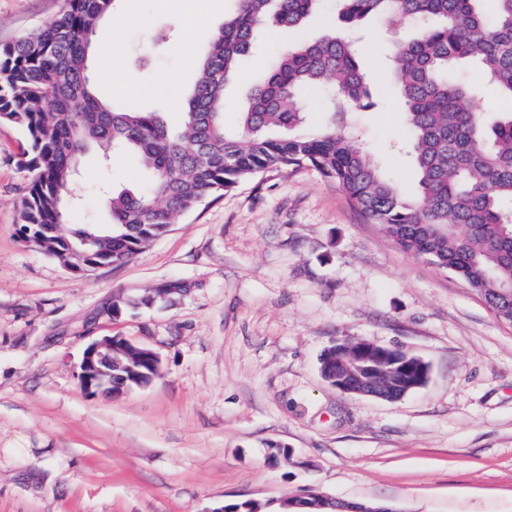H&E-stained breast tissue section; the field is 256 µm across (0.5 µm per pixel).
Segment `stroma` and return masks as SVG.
I'll return each mask as SVG.
<instances>
[{
  "label": "stroma",
  "mask_w": 512,
  "mask_h": 512,
  "mask_svg": "<svg viewBox=\"0 0 512 512\" xmlns=\"http://www.w3.org/2000/svg\"><path fill=\"white\" fill-rule=\"evenodd\" d=\"M62 0H0V44L52 18ZM118 56L98 84L115 110L125 83L163 87L144 112L181 121L207 41L185 38L183 0H118ZM333 0L298 28L267 25L263 51L225 87L236 129L248 89L279 52L336 26ZM420 25L368 18L361 66L377 108L353 113L373 158L417 193L402 103L383 52ZM29 140L0 121V512H220L311 490L394 512H512V324L453 274L403 252L316 169L270 170L203 203L119 266L64 270L23 241ZM67 223H105V188L137 189L138 157L104 172L86 153ZM178 281L186 291L120 317L116 296ZM124 336L162 373L119 396L84 388L85 349ZM364 339L422 358L423 387L397 402L326 384L322 351Z\"/></svg>",
  "instance_id": "stroma-1"
}]
</instances>
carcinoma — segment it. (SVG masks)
<instances>
[{"label": "carcinoma", "mask_w": 512, "mask_h": 512, "mask_svg": "<svg viewBox=\"0 0 512 512\" xmlns=\"http://www.w3.org/2000/svg\"><path fill=\"white\" fill-rule=\"evenodd\" d=\"M116 0H63L59 13L35 31L0 44V120L22 127L31 142L35 177L20 204V233L60 264L70 245L93 239L83 270L125 263L206 200L269 170L311 166L336 183L353 209L379 225L399 247L463 280L496 317L512 323V115L493 126L465 106L482 84L453 76L465 62L512 102V0H336L348 30L369 16L427 25L423 36L396 45L384 59L394 72L411 131L409 154L420 194L410 200L385 178L357 133L331 119L305 130L303 91L327 89L323 106L345 114L376 106L360 71L361 46L328 32L279 54L254 84L239 129L224 125V89L258 30L271 22L306 21L319 0H237L236 12L209 40L178 127L157 112L114 111L89 73L92 37ZM107 159L135 152L147 173L137 193L111 192L107 227L71 228L64 220L77 167L86 152ZM151 306V297H116L112 315ZM356 349L324 352L330 374L347 373ZM385 381L389 366L362 362Z\"/></svg>", "instance_id": "carcinoma-1"}]
</instances>
